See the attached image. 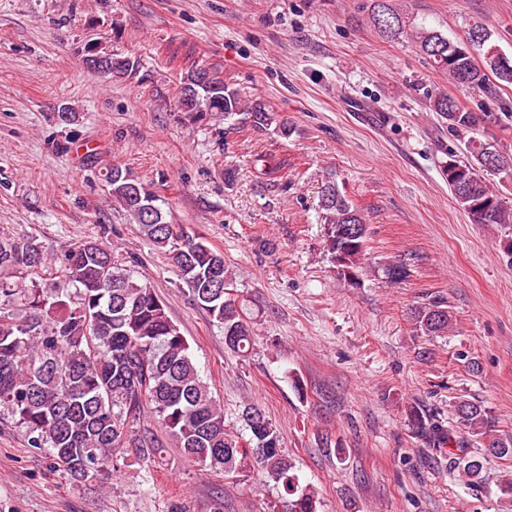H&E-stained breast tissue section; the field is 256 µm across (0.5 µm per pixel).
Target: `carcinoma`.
I'll list each match as a JSON object with an SVG mask.
<instances>
[{
    "mask_svg": "<svg viewBox=\"0 0 512 512\" xmlns=\"http://www.w3.org/2000/svg\"><path fill=\"white\" fill-rule=\"evenodd\" d=\"M368 20L388 40H411L431 66L448 72L461 87L492 95L497 86H512V60L500 61V47L483 23L452 40L435 27L411 21L394 0H373ZM91 48L100 63L92 71L102 81L138 73L137 59L99 41L86 43L84 55ZM203 72L192 66L183 77L176 107L184 121L208 126L214 116L222 117L224 126L212 128L220 145L242 114L259 129L274 124L283 136L292 134L288 122L265 104H243L220 76L211 72L202 82ZM430 106L464 144V157L444 166L458 207L473 224L511 226L512 206L493 191L489 177L511 179L512 154L477 137L501 117L470 111L443 93L430 95ZM102 176L113 202L139 224L147 241L172 256L179 282L223 330L227 350L247 355L254 345L250 318L224 255L202 235L170 223L165 201L128 171L112 166ZM321 209L337 274L353 283L362 269L367 225L335 181L323 185ZM2 270L11 279L0 280V409L26 429L29 447L47 449L53 464L74 482H86L87 468L102 474L126 448L134 449L139 461L164 459L166 444L148 424L150 416L177 441L186 459L226 478L257 470L281 487L285 497L273 512H317V494L299 486L276 427L249 404L243 411L248 438L226 428L224 410L202 381L166 304L109 247L90 238L52 261L37 239L0 233ZM55 272L64 281L61 287L49 285ZM413 321L422 336H444L451 314L446 302L432 300L414 308ZM453 414L464 429L459 435L415 408L408 410V423L417 434L433 435L434 445L450 455L474 438L490 455L512 457V437L496 433L480 401L460 398L453 402ZM485 463V456L466 453L455 461L470 485L482 482Z\"/></svg>",
    "mask_w": 512,
    "mask_h": 512,
    "instance_id": "1",
    "label": "carcinoma"
}]
</instances>
